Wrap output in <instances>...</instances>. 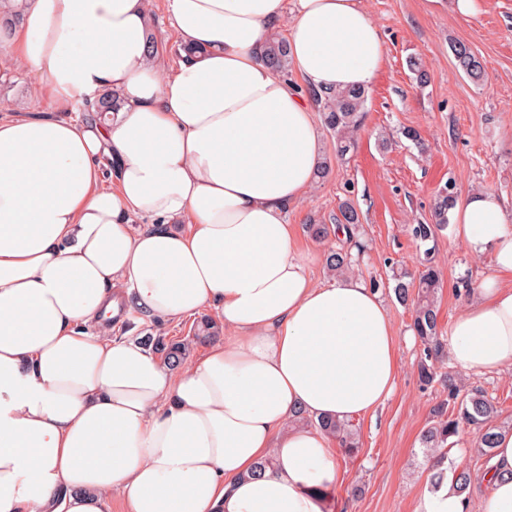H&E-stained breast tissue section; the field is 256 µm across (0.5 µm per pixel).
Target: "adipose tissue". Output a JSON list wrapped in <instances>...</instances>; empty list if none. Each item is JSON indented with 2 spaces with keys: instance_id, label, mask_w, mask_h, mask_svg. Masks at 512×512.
Listing matches in <instances>:
<instances>
[{
  "instance_id": "obj_1",
  "label": "adipose tissue",
  "mask_w": 512,
  "mask_h": 512,
  "mask_svg": "<svg viewBox=\"0 0 512 512\" xmlns=\"http://www.w3.org/2000/svg\"><path fill=\"white\" fill-rule=\"evenodd\" d=\"M0 45L47 111L0 113V512H330L338 420L400 371L380 294L316 284L288 224L324 151L309 90L369 88L386 48L361 0H163L182 47L148 51L150 0H17ZM299 83L264 60L279 25ZM105 122L73 118L103 92ZM453 237L489 274L448 331L465 373L512 372V206L460 199ZM151 318L214 310L223 340L173 368L103 324L114 289ZM274 465L259 470L266 458ZM484 493L415 512H512V431Z\"/></svg>"
}]
</instances>
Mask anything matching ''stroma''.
Wrapping results in <instances>:
<instances>
[{
    "label": "stroma",
    "instance_id": "stroma-1",
    "mask_svg": "<svg viewBox=\"0 0 512 512\" xmlns=\"http://www.w3.org/2000/svg\"><path fill=\"white\" fill-rule=\"evenodd\" d=\"M386 46V60L369 88L358 146L337 158L328 130L320 137L330 164L329 174L308 198L290 207L310 277L332 279L325 258L329 249L364 252L354 266L378 292L392 318L401 358L394 392L376 415L355 419L360 448L356 455L339 453L345 476L336 491L340 512H413L429 485L431 460L425 457L421 436L431 425L445 394L441 385L421 389L417 364L421 347L410 324L411 308L397 301L391 278L394 269L417 273L424 249L412 238L415 224L434 221V203L445 183L456 196L488 190L512 202V0H484L481 12L463 19L448 9H431L428 0H364ZM467 44L480 57L485 80L476 84L455 70L453 43ZM422 60L428 73L419 84L407 67L408 57ZM36 81L9 62L0 47V101L28 111L37 105ZM418 130L422 145L402 131ZM389 135L381 148L379 135ZM351 200L359 213L357 242L337 236L318 240L312 224H334L339 204ZM434 258L443 274L438 322L449 328L468 295L465 282L480 278L491 267L489 257L471 256L455 242L450 229L437 232ZM213 324V340L225 336L224 325L211 310L197 317L159 323L132 310L123 324L113 326L115 339H190V357H197L206 340L194 337L198 320ZM467 384L482 387L493 398L496 424L512 427V374L466 375Z\"/></svg>",
    "mask_w": 512,
    "mask_h": 512
}]
</instances>
